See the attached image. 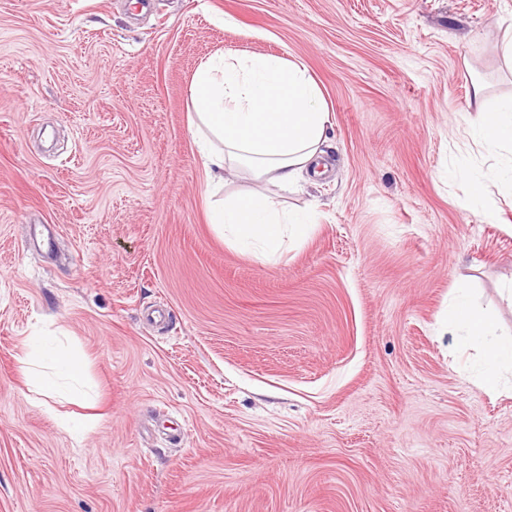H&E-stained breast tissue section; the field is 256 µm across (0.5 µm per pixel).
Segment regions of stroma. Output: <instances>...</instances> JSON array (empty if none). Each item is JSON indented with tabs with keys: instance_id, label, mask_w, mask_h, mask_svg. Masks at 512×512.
<instances>
[{
	"instance_id": "35a3bbf8",
	"label": "stroma",
	"mask_w": 512,
	"mask_h": 512,
	"mask_svg": "<svg viewBox=\"0 0 512 512\" xmlns=\"http://www.w3.org/2000/svg\"><path fill=\"white\" fill-rule=\"evenodd\" d=\"M512 0H0V512H512V390L483 391L457 288L512 336V192L450 169L474 81L512 97ZM303 65L331 113L317 224L263 263L207 221L189 125L218 52ZM77 355L44 397L22 341ZM97 415L82 435L62 416ZM455 177L465 186L471 202L479 205L490 195L494 183L512 184V166L495 171L458 169Z\"/></svg>"
}]
</instances>
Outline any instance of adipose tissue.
<instances>
[{
  "label": "adipose tissue",
  "instance_id": "1",
  "mask_svg": "<svg viewBox=\"0 0 512 512\" xmlns=\"http://www.w3.org/2000/svg\"><path fill=\"white\" fill-rule=\"evenodd\" d=\"M472 95L477 108L468 123L471 139L491 147H512V99L490 111L484 106L482 84H474ZM190 105L208 192L219 194L224 173L231 169L244 170L269 187L264 194L222 198L208 212L210 223L231 243L260 248L263 260L273 261L286 242L302 236L317 221L316 211L281 209L274 191L297 183L322 158L331 115L318 86L302 65L280 56L222 54L208 58L195 71ZM448 320L463 330L464 341L481 348L480 386L498 393L501 369L512 367V340L490 338L486 314L464 294L449 307ZM23 348L25 378L44 394L57 393L59 381H75L83 374L82 363L55 349L48 337H27ZM47 355L54 364L51 379L37 370Z\"/></svg>",
  "mask_w": 512,
  "mask_h": 512
}]
</instances>
